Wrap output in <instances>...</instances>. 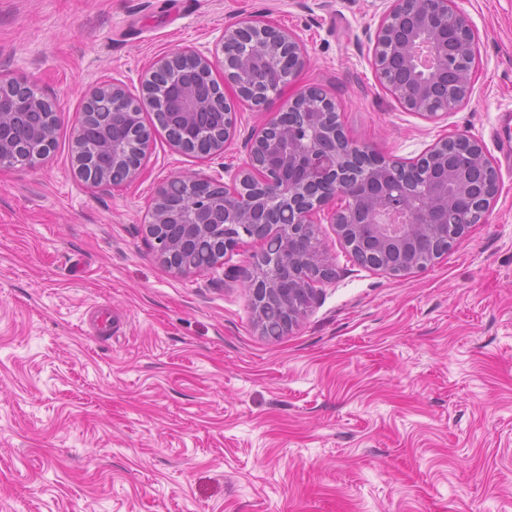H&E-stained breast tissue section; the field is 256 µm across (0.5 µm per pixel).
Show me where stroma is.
<instances>
[{
	"instance_id": "obj_1",
	"label": "stroma",
	"mask_w": 512,
	"mask_h": 512,
	"mask_svg": "<svg viewBox=\"0 0 512 512\" xmlns=\"http://www.w3.org/2000/svg\"><path fill=\"white\" fill-rule=\"evenodd\" d=\"M390 0H0V78L58 108L56 144L0 167V512H512V0H455L479 39L471 98L429 119L372 65ZM258 15L301 39L298 86L353 138L407 160L461 133L499 177L485 223L427 271L336 276L288 333L256 323L222 268L177 276L143 223L176 172L229 177L266 113L236 104L209 159L156 131L132 183L74 173L87 93H139L163 53L221 51Z\"/></svg>"
}]
</instances>
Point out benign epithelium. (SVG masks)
<instances>
[{
    "instance_id": "7a95c632",
    "label": "benign epithelium",
    "mask_w": 512,
    "mask_h": 512,
    "mask_svg": "<svg viewBox=\"0 0 512 512\" xmlns=\"http://www.w3.org/2000/svg\"><path fill=\"white\" fill-rule=\"evenodd\" d=\"M224 41L243 46L236 61L211 60L191 49H177L153 62L142 93L131 95L117 83L94 88L74 136L77 173L95 186L112 185V169L123 182L139 175L151 152L152 130L143 113L162 110L178 116L181 133L169 139L182 152L189 144L209 145L204 157L219 156L234 133L236 112L228 91L265 110L279 109L261 127L249 160L231 182L204 174L174 177L183 201L170 202L163 185L143 225L157 258L172 273L214 270L224 255L245 240L261 242L248 266L232 275L249 292L256 318L267 305L282 310L283 331L298 322L314 301L317 284L334 269L316 232L325 220L341 243L364 266L394 277L426 270L448 251L472 221L468 173L490 177L478 202L487 218L496 197L498 174L482 144L465 134L467 151L448 163V139L435 142L414 163L431 169L416 186L393 179L406 161L385 155L348 136L336 102L308 85L283 93L308 62L304 44L290 31L266 20L246 19L224 30ZM478 38L454 0H391L373 38V61L381 84L409 112L427 118L467 102L473 90ZM186 65L205 78L224 68L219 93L200 97L177 78ZM56 105L27 83H0V166L24 161L13 150L15 120ZM55 122L35 126L34 157L53 147ZM279 242L268 250L267 240Z\"/></svg>"
}]
</instances>
